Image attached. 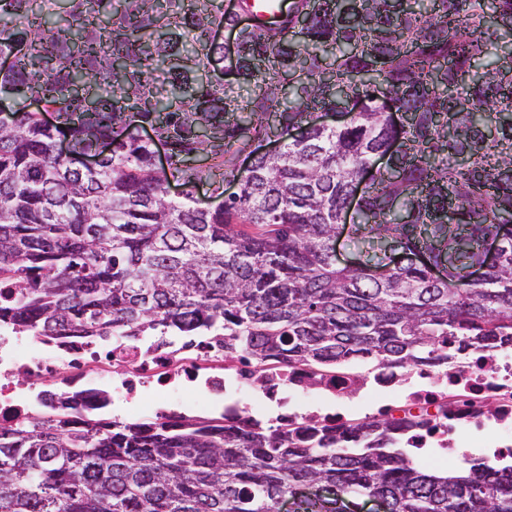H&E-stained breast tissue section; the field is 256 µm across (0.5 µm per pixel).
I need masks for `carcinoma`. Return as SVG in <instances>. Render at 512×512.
Here are the masks:
<instances>
[{"mask_svg":"<svg viewBox=\"0 0 512 512\" xmlns=\"http://www.w3.org/2000/svg\"><path fill=\"white\" fill-rule=\"evenodd\" d=\"M266 10L275 21L243 24L224 0H0V322L101 340L111 325L220 331L256 364L315 367H411L512 343V0ZM220 28L236 32L234 53ZM324 111L343 120L321 124ZM272 135L280 150L255 153ZM104 141L112 150L84 167ZM382 156L353 218L360 258L338 265L330 244ZM204 178L240 192L203 205ZM172 181L182 195L166 194ZM489 237L500 259L487 266ZM398 426L0 429V512H275L287 497L297 512H342L371 495L389 512H512V465L413 466L392 447ZM313 484L334 498H301Z\"/></svg>","mask_w":512,"mask_h":512,"instance_id":"obj_1","label":"carcinoma"}]
</instances>
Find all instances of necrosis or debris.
I'll list each match as a JSON object with an SVG mask.
<instances>
[{
	"instance_id": "obj_1",
	"label": "necrosis or debris",
	"mask_w": 512,
	"mask_h": 512,
	"mask_svg": "<svg viewBox=\"0 0 512 512\" xmlns=\"http://www.w3.org/2000/svg\"><path fill=\"white\" fill-rule=\"evenodd\" d=\"M108 342L88 336H36L0 324V429L59 412L70 427L109 424L120 407L137 422L173 418L178 407L247 424L268 403L278 425L341 428L353 412L366 418L424 415L398 432L412 463L431 468L459 454L456 438L496 456H512V346L465 354L457 366L312 371L278 359L254 365L225 355L220 338H132L120 328Z\"/></svg>"
}]
</instances>
